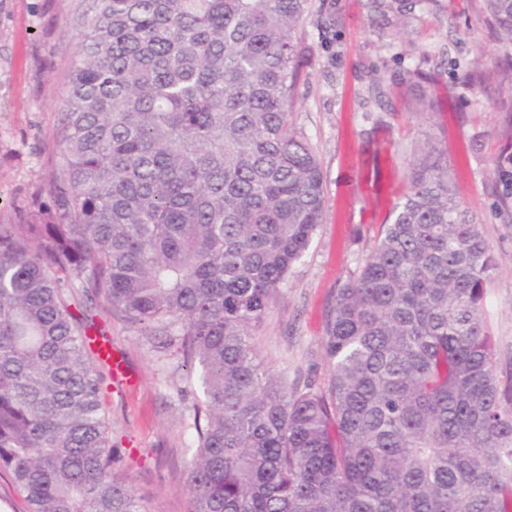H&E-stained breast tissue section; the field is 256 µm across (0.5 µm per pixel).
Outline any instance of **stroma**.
<instances>
[{"label":"stroma","instance_id":"obj_1","mask_svg":"<svg viewBox=\"0 0 512 512\" xmlns=\"http://www.w3.org/2000/svg\"><path fill=\"white\" fill-rule=\"evenodd\" d=\"M329 29L306 14L298 26L301 81L291 115L319 158L324 222L288 273L257 350L286 391L325 385L324 314L336 288L374 249L427 139L448 154L459 201L477 214L496 269L485 319L501 361H512V226L498 214L512 151V92L499 89L500 35L483 0H422L397 32L377 27L368 0H325ZM84 0H0V223L17 222L56 171L61 97L85 29ZM385 77L369 98L373 72ZM432 104L421 111L414 85ZM107 329L138 377L136 390H105L112 441L129 487L151 512H189L186 466L195 446L196 365L121 316Z\"/></svg>","mask_w":512,"mask_h":512}]
</instances>
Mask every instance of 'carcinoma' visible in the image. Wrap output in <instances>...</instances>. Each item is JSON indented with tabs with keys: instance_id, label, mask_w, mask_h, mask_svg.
Returning a JSON list of instances; mask_svg holds the SVG:
<instances>
[{
	"instance_id": "cac0c4a2",
	"label": "carcinoma",
	"mask_w": 512,
	"mask_h": 512,
	"mask_svg": "<svg viewBox=\"0 0 512 512\" xmlns=\"http://www.w3.org/2000/svg\"><path fill=\"white\" fill-rule=\"evenodd\" d=\"M58 171L0 224V468L29 512H149L101 401L88 305L198 363L189 512H512L495 255L448 159L326 308L327 383L288 394L254 334L324 220L290 122L311 0H86ZM512 45V0H484ZM411 23L409 0H369Z\"/></svg>"
}]
</instances>
